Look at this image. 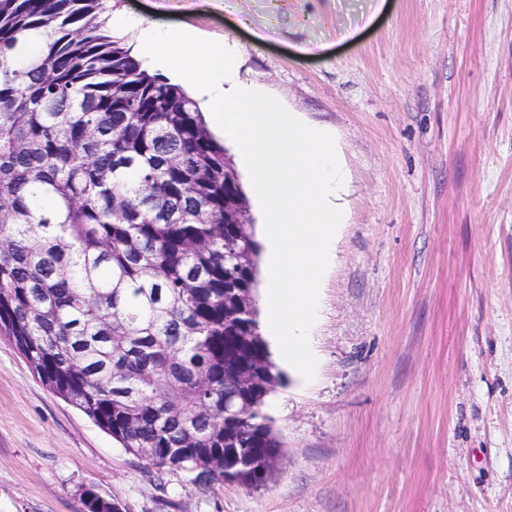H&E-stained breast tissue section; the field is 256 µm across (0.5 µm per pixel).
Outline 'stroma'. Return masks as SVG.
Returning <instances> with one entry per match:
<instances>
[{"instance_id": "obj_1", "label": "stroma", "mask_w": 512, "mask_h": 512, "mask_svg": "<svg viewBox=\"0 0 512 512\" xmlns=\"http://www.w3.org/2000/svg\"><path fill=\"white\" fill-rule=\"evenodd\" d=\"M104 0L236 46L241 80L336 140L346 217L312 379L266 413L261 489L155 473L0 336V512H512V0ZM353 35L341 39L344 29Z\"/></svg>"}]
</instances>
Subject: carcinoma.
<instances>
[{
  "label": "carcinoma",
  "instance_id": "obj_1",
  "mask_svg": "<svg viewBox=\"0 0 512 512\" xmlns=\"http://www.w3.org/2000/svg\"><path fill=\"white\" fill-rule=\"evenodd\" d=\"M102 2L0 0V335L157 471L252 488L231 452L279 462L282 380L258 317L229 307L258 285L255 225L224 220L227 150Z\"/></svg>",
  "mask_w": 512,
  "mask_h": 512
}]
</instances>
